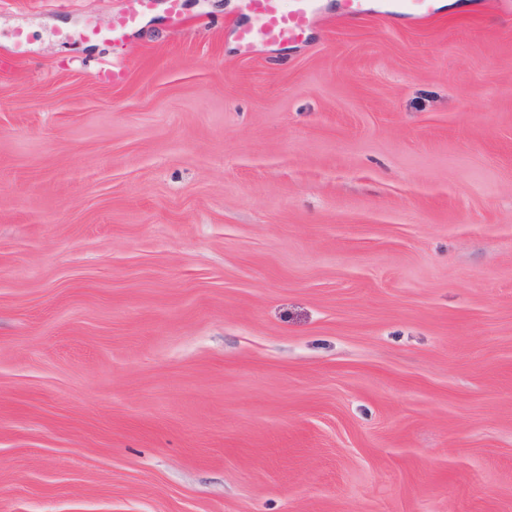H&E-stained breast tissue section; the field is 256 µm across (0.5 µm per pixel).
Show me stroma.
<instances>
[{"mask_svg": "<svg viewBox=\"0 0 512 512\" xmlns=\"http://www.w3.org/2000/svg\"><path fill=\"white\" fill-rule=\"evenodd\" d=\"M441 4L0 0V512H512V14ZM241 1L243 9L256 20V25L236 28L238 40L246 44L296 42L323 8V0H289L288 9L283 8L282 0ZM341 2L340 12L344 19L358 21L375 12L376 4L373 0H339ZM377 4L381 14L394 22L401 19H426L433 16L439 9L438 0H382Z\"/></svg>", "mask_w": 512, "mask_h": 512, "instance_id": "1", "label": "stroma"}]
</instances>
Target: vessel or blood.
Here are the masks:
<instances>
[{
    "instance_id": "vessel-or-blood-1",
    "label": "vessel or blood",
    "mask_w": 512,
    "mask_h": 512,
    "mask_svg": "<svg viewBox=\"0 0 512 512\" xmlns=\"http://www.w3.org/2000/svg\"><path fill=\"white\" fill-rule=\"evenodd\" d=\"M344 19L358 21L382 10L393 21L426 19L438 10V0H340ZM243 9L251 14L255 25L237 28L236 35L246 44L291 43L303 38L311 19L320 14L322 0H242Z\"/></svg>"
}]
</instances>
